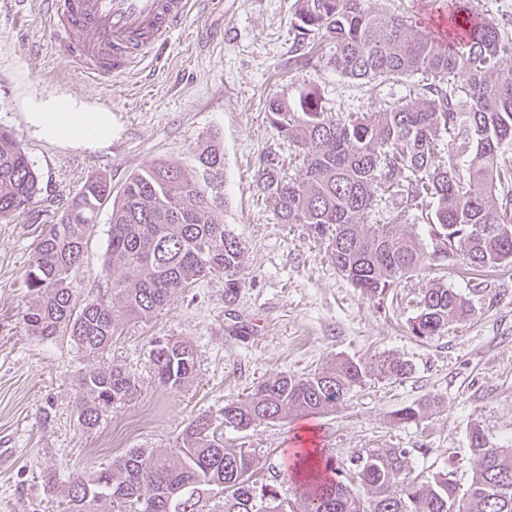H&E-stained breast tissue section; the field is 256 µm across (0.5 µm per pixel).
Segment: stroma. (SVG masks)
Wrapping results in <instances>:
<instances>
[{
	"instance_id": "stroma-1",
	"label": "stroma",
	"mask_w": 512,
	"mask_h": 512,
	"mask_svg": "<svg viewBox=\"0 0 512 512\" xmlns=\"http://www.w3.org/2000/svg\"><path fill=\"white\" fill-rule=\"evenodd\" d=\"M293 0H199L168 44L145 65L109 82L87 78L50 51L41 0H0V126L10 129L33 163L41 191L21 215L0 223V512H63V498L42 476L92 473L134 449L171 447L188 421L211 416L228 447L255 452L254 477L276 482L295 500V486L275 478L283 451L301 427H313L336 467L365 448H404L413 474H449L467 490L476 469L469 435L481 428L494 446H512V264L490 272L465 270L458 256L402 279L371 299L335 267L327 240L304 224L280 223L273 200L255 183L266 156L284 179L300 183L297 148L267 119L271 98L312 94L332 113L373 112L383 100L417 103L421 75L365 83L294 58ZM401 13L421 30L441 20L430 0H365ZM67 102L109 119L108 137L55 138L32 118L36 107ZM216 133L224 144V223L247 249L241 288L224 301V277L213 274L175 295L160 315L133 322L109 350L87 357L69 337L30 335L25 314L35 297L25 273L42 228L55 223L66 197L103 174L120 190L129 176L164 157L191 165L193 150ZM397 196L377 197L368 224H397L427 239L426 224L405 214ZM110 208H103L80 267L71 277L78 303L108 289L103 264ZM441 282L472 292L473 311L440 336L423 341L408 323L425 288ZM156 336L189 338L196 351L192 380L176 391L157 383L148 351ZM392 354L411 374L369 379L338 408L260 424L239 432L224 425L226 402L244 398L263 379L285 372L305 377L339 357L364 363ZM122 367L135 394L104 411L97 427L77 422L82 371ZM441 401L416 423L396 412L431 398Z\"/></svg>"
}]
</instances>
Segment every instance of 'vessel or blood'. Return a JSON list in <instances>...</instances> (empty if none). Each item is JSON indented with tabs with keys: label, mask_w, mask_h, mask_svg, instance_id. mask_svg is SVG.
Returning a JSON list of instances; mask_svg holds the SVG:
<instances>
[{
	"label": "vessel or blood",
	"mask_w": 512,
	"mask_h": 512,
	"mask_svg": "<svg viewBox=\"0 0 512 512\" xmlns=\"http://www.w3.org/2000/svg\"><path fill=\"white\" fill-rule=\"evenodd\" d=\"M56 57L89 78L125 75L191 14L190 0H42Z\"/></svg>",
	"instance_id": "obj_1"
}]
</instances>
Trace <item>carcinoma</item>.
I'll return each mask as SVG.
<instances>
[{
    "mask_svg": "<svg viewBox=\"0 0 512 512\" xmlns=\"http://www.w3.org/2000/svg\"><path fill=\"white\" fill-rule=\"evenodd\" d=\"M364 0H294L296 50L313 32L334 44L326 65L357 80L421 74L422 102L388 101L375 112L346 116L318 108L311 94L296 102L276 98L271 126L302 151L304 182L278 177L275 159L258 170V184L274 199L283 224H305L329 241L331 259L360 292L383 299L404 277L421 270L426 251L397 224H365L381 191L403 196L426 217L431 256H461L473 269L512 263V238L490 231L512 226V38L482 16L476 0H444L450 32L438 40L399 14L363 7ZM447 160H442V151ZM192 169L157 159L133 173L112 201V183L88 179L44 230L26 271L36 295L25 315L33 336H70L86 356L104 352L128 323L149 320L171 298L210 274L224 275V301L236 300L246 257L244 243L227 231L224 211V145L210 136L193 152ZM39 178L11 132L0 127V222L23 213L39 193ZM112 203L104 269L120 273L110 292L84 305L71 288L102 207ZM471 301L433 285L422 293L411 335L429 340L466 319ZM149 361L159 384L177 390L193 378L194 345L176 336L150 342ZM407 361L385 355L369 364L338 357L307 377L279 373L243 400L224 405V426L244 431L290 415L335 408L375 376L400 380ZM78 423L91 430L104 410L131 397L136 383L112 366L81 374ZM431 402L400 409L399 423L416 422ZM470 448L477 468L467 493L446 474L422 481L411 476L404 448H366L349 478L326 461L298 499L276 484L253 481L249 448H228L212 420H189L175 445L135 450L93 476L65 481V512H512V448L495 447L476 427Z\"/></svg>",
    "mask_w": 512,
    "mask_h": 512,
    "instance_id": "cac0c4a2",
    "label": "carcinoma"
}]
</instances>
